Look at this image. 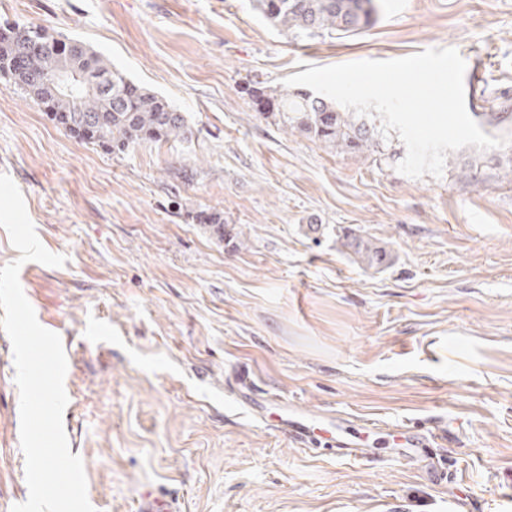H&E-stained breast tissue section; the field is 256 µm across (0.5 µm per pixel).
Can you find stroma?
Here are the masks:
<instances>
[{"mask_svg": "<svg viewBox=\"0 0 512 512\" xmlns=\"http://www.w3.org/2000/svg\"><path fill=\"white\" fill-rule=\"evenodd\" d=\"M375 4L336 39L284 34L251 0H0V25L82 41L193 132L115 155L0 78V173L66 258L19 280L68 357L63 425L96 512H136L146 488L182 512H512V165L468 146L412 179L257 112L255 90L306 64L453 47L468 112L509 113L484 131L512 134V0ZM215 208L239 242L197 221ZM348 233L389 264L354 263ZM268 395L441 438L427 459L384 432L364 458L318 455L252 414ZM27 497L6 359L0 504Z\"/></svg>", "mask_w": 512, "mask_h": 512, "instance_id": "1", "label": "stroma"}]
</instances>
